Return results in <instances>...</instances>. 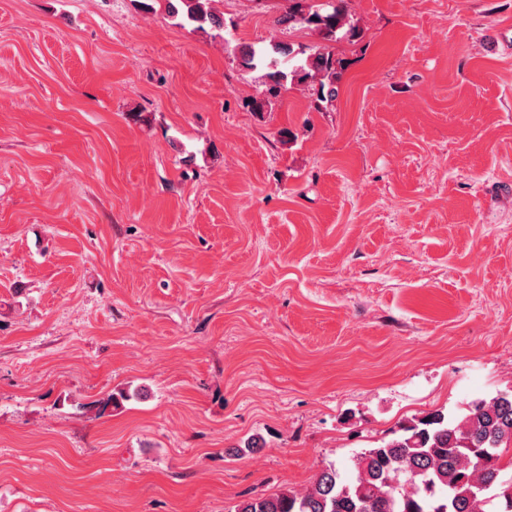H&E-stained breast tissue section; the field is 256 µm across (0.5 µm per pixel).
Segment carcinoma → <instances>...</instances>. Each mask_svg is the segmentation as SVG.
Masks as SVG:
<instances>
[{
	"label": "carcinoma",
	"mask_w": 512,
	"mask_h": 512,
	"mask_svg": "<svg viewBox=\"0 0 512 512\" xmlns=\"http://www.w3.org/2000/svg\"><path fill=\"white\" fill-rule=\"evenodd\" d=\"M212 2L166 0L178 25L203 33L224 30V17ZM281 22L313 25L328 43L340 39L342 30L358 36L345 0H337L326 13H306L302 0H293ZM240 65L265 69L271 95L290 81L313 83L322 103L335 97L343 69V61L326 46L309 53L280 41L258 49L243 47ZM400 431L357 456L352 482L328 465L302 492L245 496L231 512H487L496 498L503 512H512V485L501 480L503 453L512 447V392L474 400L459 416L441 411L416 416Z\"/></svg>",
	"instance_id": "cac0c4a2"
}]
</instances>
